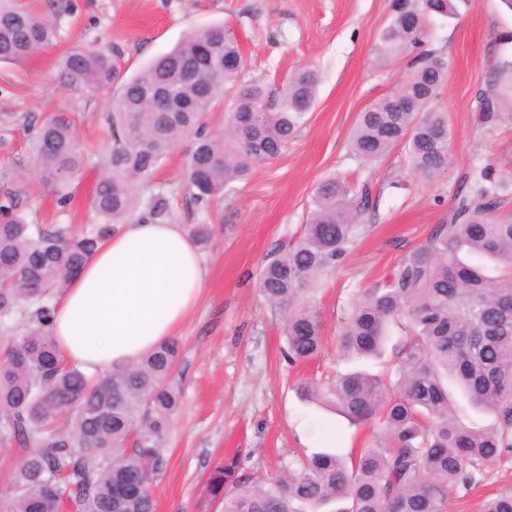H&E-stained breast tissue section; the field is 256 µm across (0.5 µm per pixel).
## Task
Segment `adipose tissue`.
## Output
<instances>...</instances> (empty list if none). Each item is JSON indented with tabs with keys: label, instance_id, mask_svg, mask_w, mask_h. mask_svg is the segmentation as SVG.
I'll return each instance as SVG.
<instances>
[{
	"label": "adipose tissue",
	"instance_id": "ef3b65f1",
	"mask_svg": "<svg viewBox=\"0 0 512 512\" xmlns=\"http://www.w3.org/2000/svg\"><path fill=\"white\" fill-rule=\"evenodd\" d=\"M204 282L184 225L136 217L72 278L55 307L54 334L67 360L86 372L124 366L176 335Z\"/></svg>",
	"mask_w": 512,
	"mask_h": 512
}]
</instances>
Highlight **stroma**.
<instances>
[{"mask_svg": "<svg viewBox=\"0 0 512 512\" xmlns=\"http://www.w3.org/2000/svg\"><path fill=\"white\" fill-rule=\"evenodd\" d=\"M393 0H60L55 41L21 64H0V176L26 183L24 212L32 224L80 229L94 223L91 197L112 146L107 94L71 84L62 60L71 53L108 54L127 74L170 50L187 33L224 23L237 32L247 76L270 88L302 68L321 77L318 103L306 125L277 160L256 165L206 208L194 205L184 166L185 141L155 173L154 188L169 200L174 223L209 224V246L200 256L202 296L177 333L181 356L176 380L182 406L163 441L164 467L152 484L155 512H220L206 506L203 490L215 464L235 455L240 472L257 480L286 468L295 452L334 444L362 448L372 425L352 426L336 414L301 401L304 380L359 367L378 373L377 361L343 360L336 346L355 291L382 281L436 225L447 223L459 173L491 163L509 184L501 216H512V124L492 128L474 121L475 97L512 34V10L502 0H466L457 16L432 17L427 47L448 63V79L432 110L446 113L450 136L445 174L428 182L413 173L403 147L365 165L349 150L359 112L391 91L406 62L385 55L380 35L392 18ZM49 113L74 119L83 169L60 201L30 151L31 117ZM367 188L354 241L324 275L312 300L323 342L309 361L285 360V309L268 303L256 287L267 255L299 235L316 187L330 177ZM490 484L454 496L451 512H479L492 492L512 490V461L497 464Z\"/></svg>", "mask_w": 512, "mask_h": 512, "instance_id": "1", "label": "stroma"}]
</instances>
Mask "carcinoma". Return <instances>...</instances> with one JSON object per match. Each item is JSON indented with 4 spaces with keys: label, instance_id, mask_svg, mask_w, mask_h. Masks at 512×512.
Wrapping results in <instances>:
<instances>
[{
    "label": "carcinoma",
    "instance_id": "obj_1",
    "mask_svg": "<svg viewBox=\"0 0 512 512\" xmlns=\"http://www.w3.org/2000/svg\"><path fill=\"white\" fill-rule=\"evenodd\" d=\"M382 35L385 52L409 61L394 90L358 114L350 152L366 165L404 145L410 168L433 181L448 166L444 113L430 110L448 77V63L423 48L429 16L452 12L451 0H394ZM54 18L21 0H0V62L20 64L53 41ZM200 42L219 44L199 60ZM65 73L92 90L119 76L102 54H72ZM319 88L304 68L271 90L243 74L238 38L213 25L183 37L120 85L111 100L112 148L92 205L97 222L75 233L31 224L23 191L4 179L0 200V319L23 309L25 328L0 337V442L24 446L0 492V512H153L151 481L163 466L160 442L181 409L174 380L181 346L170 338L138 360L89 375L68 363L51 328L55 306L74 273L136 211L161 223L167 198L151 190L155 172L183 140H193L184 176L190 200L206 208L254 165L276 159L307 122ZM164 92L175 112L156 111ZM230 98L224 136L207 131L206 115ZM412 109L397 112L393 101ZM475 123L512 122V56L499 58L488 89L476 96ZM42 176L67 198L83 168L74 128L47 116L31 139ZM448 223L410 250L383 282L355 295L337 344L343 356L379 358L392 347L395 380L364 370L304 382L301 398L352 424L381 431L357 453L335 447L301 451L288 468L262 480L239 473L231 457L217 463L205 486L222 512H448L452 495L489 483L491 465L512 457V218L497 215L504 185L491 165L458 178ZM355 188L328 178L316 188L302 233L272 250L257 285L271 304L288 309L283 328L288 361H303L322 343V324L308 300L320 278L351 244L359 212ZM456 383L468 402L495 423L461 422L448 393ZM482 512H512V490L487 497Z\"/></svg>",
    "mask_w": 512,
    "mask_h": 512
}]
</instances>
